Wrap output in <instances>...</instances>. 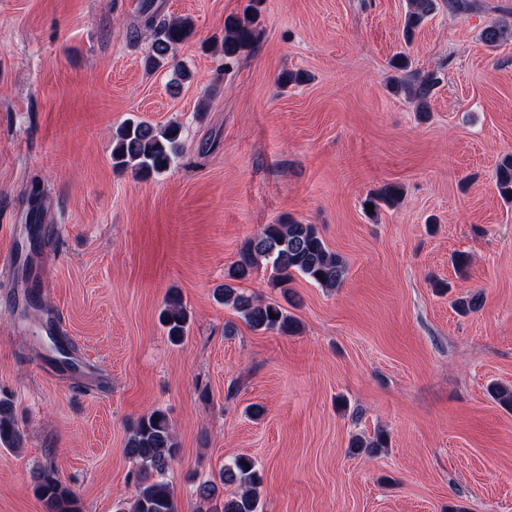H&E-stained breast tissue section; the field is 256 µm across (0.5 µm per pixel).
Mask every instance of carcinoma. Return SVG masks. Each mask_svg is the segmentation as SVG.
<instances>
[{
  "label": "carcinoma",
  "instance_id": "obj_1",
  "mask_svg": "<svg viewBox=\"0 0 512 512\" xmlns=\"http://www.w3.org/2000/svg\"><path fill=\"white\" fill-rule=\"evenodd\" d=\"M438 9V0H408L404 18L403 38L412 41L421 24ZM145 26L154 31V40L144 60L145 68L155 71L174 57L179 45L194 32L190 20L177 18L159 20L151 12L145 17ZM512 32V24L504 20L487 25L481 40L494 46ZM262 36L257 11L247 9L243 15H229L224 19L222 41L224 59L231 60L253 51ZM391 67L398 73L394 89L402 91L414 103L416 110L426 112L434 89L442 81L438 70L419 72L411 68L405 54L395 57ZM181 126L170 122L156 126L145 120H129L116 132L112 148V165L118 170L130 169L143 178L158 175L173 167L181 154ZM496 186L500 195L512 199V156H506L496 168ZM402 191L396 184H385L370 193L363 205L373 210L399 204ZM269 270L268 281L273 288H285L300 275L323 288L342 287L347 271L344 258L330 250L314 224L295 219L265 224L245 239L236 260L224 275V285L215 289L217 300L232 307L238 317L251 329L280 335H293L298 322L277 302H265L248 295L236 286L259 270ZM161 321L168 338L181 342L190 327V316L180 299L170 295L161 312ZM124 452L135 464L134 477L139 493L130 506L119 512H178L177 500L168 473L178 458L179 448L168 417L155 410L131 421ZM25 432L19 426L13 402L0 397V447L18 450L23 447ZM387 445L383 432L372 437L359 436L351 443L355 450L365 449L371 454ZM224 474L238 483L240 493L224 498L217 482L206 480L198 484L196 495L200 502L198 512H261L258 488L262 478L256 462L239 456L224 467ZM33 491L44 505V512H82V503L52 468H44L32 475Z\"/></svg>",
  "mask_w": 512,
  "mask_h": 512
}]
</instances>
